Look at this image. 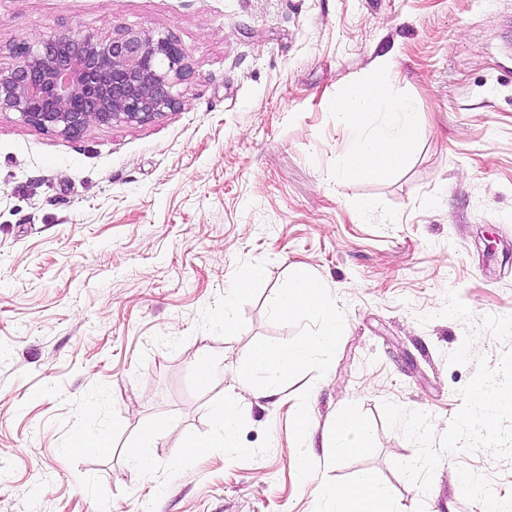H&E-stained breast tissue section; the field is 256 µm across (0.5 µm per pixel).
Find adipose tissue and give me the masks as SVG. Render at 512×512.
<instances>
[{
	"label": "adipose tissue",
	"mask_w": 512,
	"mask_h": 512,
	"mask_svg": "<svg viewBox=\"0 0 512 512\" xmlns=\"http://www.w3.org/2000/svg\"><path fill=\"white\" fill-rule=\"evenodd\" d=\"M392 79V64L379 61L365 76L340 85L331 102L337 122L356 137L354 148L342 160L348 177H382L403 167L423 134L411 105L391 99ZM274 311L314 324L315 329L295 344L254 346L246 362L230 371L208 352H200L194 363L197 382L205 386L223 374L249 390L282 382L316 354L332 348L344 328L343 315L328 286L304 269L295 270L280 288ZM502 404L498 393L478 384L448 423L449 453L460 451L477 432L483 433L488 448H495L491 424ZM213 419L207 440L186 442L187 455L197 456L212 448L222 449L228 459L239 453L242 412L237 398L225 396L214 407ZM370 439L369 429L355 410L342 409L327 427L326 458L332 461L355 453L367 447ZM317 492L323 512H395L389 490L368 476L349 485L322 483Z\"/></svg>",
	"instance_id": "ef3b65f1"
}]
</instances>
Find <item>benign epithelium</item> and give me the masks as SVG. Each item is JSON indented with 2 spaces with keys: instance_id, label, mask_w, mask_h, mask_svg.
I'll return each mask as SVG.
<instances>
[{
  "instance_id": "1",
  "label": "benign epithelium",
  "mask_w": 512,
  "mask_h": 512,
  "mask_svg": "<svg viewBox=\"0 0 512 512\" xmlns=\"http://www.w3.org/2000/svg\"><path fill=\"white\" fill-rule=\"evenodd\" d=\"M0 70V112L66 136L90 124H140L173 109L188 70L171 34L120 27L107 38L55 32L12 49Z\"/></svg>"
}]
</instances>
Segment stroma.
I'll use <instances>...</instances> for the list:
<instances>
[{
  "mask_svg": "<svg viewBox=\"0 0 512 512\" xmlns=\"http://www.w3.org/2000/svg\"><path fill=\"white\" fill-rule=\"evenodd\" d=\"M120 25L180 43L176 108L76 137L0 114V512H317L301 451L318 480L371 476L398 512H480L469 474L512 498V411L497 452L478 434L447 451L473 387L512 392V0H0V69L44 34ZM381 59L424 134L399 171L352 179L330 101ZM257 266L225 333L224 290ZM299 267L327 283L342 336L244 395L241 453L185 455L238 389L200 387L197 355L232 367L299 342L308 324L273 311ZM346 407L372 442L327 469ZM159 417L174 427L147 476L128 450ZM102 428L106 452L71 448Z\"/></svg>",
  "mask_w": 512,
  "mask_h": 512,
  "instance_id": "stroma-1",
  "label": "stroma"
}]
</instances>
